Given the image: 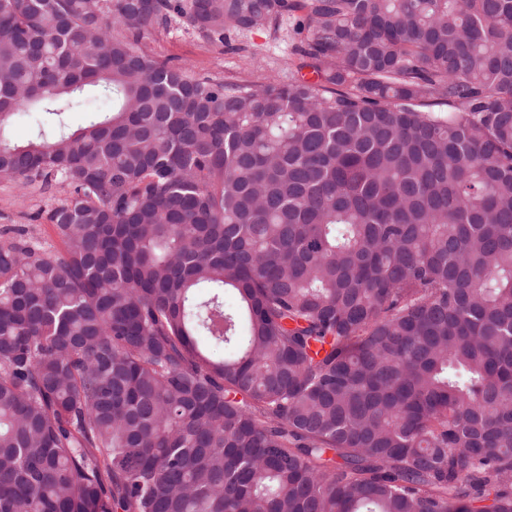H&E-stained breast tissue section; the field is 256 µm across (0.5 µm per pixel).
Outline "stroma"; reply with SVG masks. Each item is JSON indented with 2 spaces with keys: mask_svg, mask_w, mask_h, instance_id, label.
Segmentation results:
<instances>
[{
  "mask_svg": "<svg viewBox=\"0 0 512 512\" xmlns=\"http://www.w3.org/2000/svg\"><path fill=\"white\" fill-rule=\"evenodd\" d=\"M298 22V16H285L276 26L234 33L221 44L203 39L185 25L174 22L155 31L147 44L156 56L173 59L194 76L234 84L269 79L284 81L297 71L305 75L312 72L293 53L301 41ZM66 195V188L59 185L46 190L33 183L22 188L15 182L0 180V232L22 227L51 253H63L64 244L54 226L47 222L46 213Z\"/></svg>",
  "mask_w": 512,
  "mask_h": 512,
  "instance_id": "1",
  "label": "stroma"
}]
</instances>
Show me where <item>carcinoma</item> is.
Instances as JSON below:
<instances>
[{
  "instance_id": "cac0c4a2",
  "label": "carcinoma",
  "mask_w": 512,
  "mask_h": 512,
  "mask_svg": "<svg viewBox=\"0 0 512 512\" xmlns=\"http://www.w3.org/2000/svg\"><path fill=\"white\" fill-rule=\"evenodd\" d=\"M0 179V512H512V0H0ZM285 16L265 30L233 33L224 45L203 39L181 23L155 31L147 40L158 57L172 58L194 76H207L224 83L288 81L291 73L312 75L308 59L292 55L295 46L308 36L296 33L299 16ZM299 65H304L299 68ZM66 195L67 189L60 185L44 190L40 183L21 188L15 182L0 180V241L11 235H3L5 229L22 227L48 251L62 254L64 244L54 226L47 222L46 213Z\"/></svg>"
}]
</instances>
